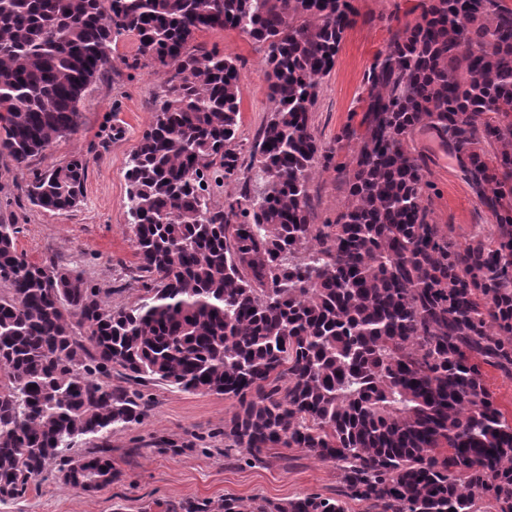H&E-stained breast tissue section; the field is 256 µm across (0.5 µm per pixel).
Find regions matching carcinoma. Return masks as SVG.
<instances>
[{
    "instance_id": "1",
    "label": "carcinoma",
    "mask_w": 512,
    "mask_h": 512,
    "mask_svg": "<svg viewBox=\"0 0 512 512\" xmlns=\"http://www.w3.org/2000/svg\"><path fill=\"white\" fill-rule=\"evenodd\" d=\"M420 8L368 69L350 202L312 224L331 156L311 112L352 0H0V158L15 168L76 133L118 38L166 86L125 172L136 302L29 261L0 224V500L58 459L112 470L106 448L65 452L145 415L100 381L119 368L236 399L234 448H302L340 472L335 498L224 512H512V421L486 381H512V8ZM215 29L265 50L272 115L247 161L237 58L196 44ZM417 130L448 145L492 231L461 243L434 222ZM219 171L239 188L212 207L202 183ZM85 175L77 155L34 175L31 199L71 209Z\"/></svg>"
}]
</instances>
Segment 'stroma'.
Here are the masks:
<instances>
[{
  "label": "stroma",
  "mask_w": 512,
  "mask_h": 512,
  "mask_svg": "<svg viewBox=\"0 0 512 512\" xmlns=\"http://www.w3.org/2000/svg\"><path fill=\"white\" fill-rule=\"evenodd\" d=\"M419 2L354 0L355 22L344 34L334 68L319 85L311 114L314 134L335 157L310 183V223H331L349 201L357 142L347 133L363 119L365 75ZM197 42L237 56L242 87L238 139L250 147L270 117L263 50L229 29L199 33ZM137 56L135 36L121 37L113 46L111 66L88 86L79 104L76 134L31 158L25 171L0 160V223L19 227L18 252L39 264L81 272L116 304L134 302L139 286L125 208L126 163L163 95L161 76ZM413 149L426 163L432 184L427 204L435 223L455 225L462 240L487 226V214L447 147L434 134L419 131ZM76 155L87 164L80 205L49 211L33 204L28 184L34 174ZM108 382L139 395L147 409L131 428L112 432V484L87 493L64 485L52 470L32 482L24 498L1 501L0 512H219L228 498L283 503L310 493L330 496L339 485L335 465L303 449L275 448L258 462L244 449L229 447L224 424L236 410L234 399L130 381L117 370Z\"/></svg>",
  "instance_id": "stroma-1"
}]
</instances>
